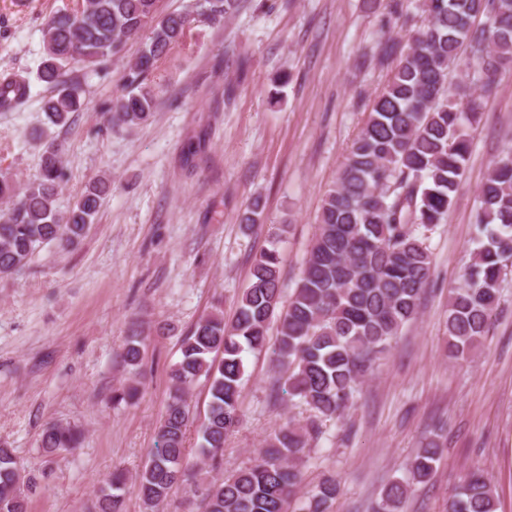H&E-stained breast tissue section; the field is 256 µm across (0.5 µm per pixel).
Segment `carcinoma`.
Wrapping results in <instances>:
<instances>
[{"label": "carcinoma", "instance_id": "1", "mask_svg": "<svg viewBox=\"0 0 512 512\" xmlns=\"http://www.w3.org/2000/svg\"><path fill=\"white\" fill-rule=\"evenodd\" d=\"M159 0H83L81 9H61L45 22L46 56L37 78L49 96L43 110L55 127L81 110L74 67L96 68L145 37L139 55L121 76L109 123L130 128L152 115L158 93L151 76L157 62L183 43L194 27L224 22L241 0H194L181 11L161 12ZM423 20L407 44L387 41L378 58L395 65L352 141L336 184L326 193L316 232L288 301H282L278 247L252 264L230 323L220 310L201 316L182 339L181 359L170 370V392L156 435V447L134 477L145 512L169 503L178 484L191 487L200 512H332L336 478L325 475L301 494L303 464L323 426L352 406L356 387L373 374L402 329L417 319L431 279L427 233L448 216L472 150L469 129L482 117L484 99L496 93L497 78L512 70V0H418ZM471 49L474 63H460ZM465 66L471 91L459 101L449 74ZM25 79L0 77V107L27 96ZM63 144L42 142L40 173L15 186L0 179V276L26 266L37 247L54 242L65 249L80 240L97 214L108 186L89 183L64 216L55 197L64 178ZM254 200L240 217L249 230L262 223ZM477 247L463 283L448 296V358L463 360L479 348L498 304L500 283L512 267V147L493 162L478 194ZM277 324V339L269 330ZM144 339L133 330L122 351L125 366L137 369ZM274 347H269V344ZM272 349L276 372L285 377L288 400L309 412L266 438L258 458L224 476L201 477L185 448L194 423L187 401L190 386L204 379L209 401L198 426V454L210 470L224 464V442L240 421L244 353ZM131 382L112 401L133 403ZM77 430L48 425L41 447L73 448ZM441 442L417 449L407 474L386 485L374 512H404L418 484L435 470ZM35 478L18 466L12 449L0 443V512H26ZM126 479L115 472L96 495L94 512H124ZM445 512H498V499L485 470L471 465L448 497Z\"/></svg>", "mask_w": 512, "mask_h": 512}]
</instances>
